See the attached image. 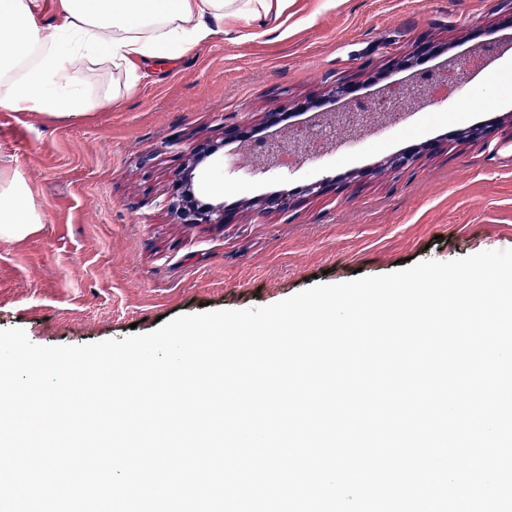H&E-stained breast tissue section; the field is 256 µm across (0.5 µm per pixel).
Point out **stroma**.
Masks as SVG:
<instances>
[{
	"label": "stroma",
	"instance_id": "35a3bbf8",
	"mask_svg": "<svg viewBox=\"0 0 512 512\" xmlns=\"http://www.w3.org/2000/svg\"><path fill=\"white\" fill-rule=\"evenodd\" d=\"M512 17V0H284L259 18L228 17L194 51L141 64L116 103L80 116L0 110V169L25 187L41 226L0 241V329L40 346L148 333L210 309L270 305L318 283H342L512 249V50L473 83L491 97H454L436 120L415 114L368 151L308 161L292 186L326 180L318 196L264 211L270 180L212 183L189 147L240 127L265 133L267 113L307 116L337 82L368 93L416 68L420 47L465 62L479 35ZM482 126L480 143L462 138ZM413 166L392 167L403 151ZM155 164L141 166L146 154ZM223 203L228 224H184L168 210L173 174Z\"/></svg>",
	"mask_w": 512,
	"mask_h": 512
}]
</instances>
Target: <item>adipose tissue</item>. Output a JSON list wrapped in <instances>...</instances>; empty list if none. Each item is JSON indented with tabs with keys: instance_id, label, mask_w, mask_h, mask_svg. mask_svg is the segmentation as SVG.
Listing matches in <instances>:
<instances>
[{
	"instance_id": "obj_1",
	"label": "adipose tissue",
	"mask_w": 512,
	"mask_h": 512,
	"mask_svg": "<svg viewBox=\"0 0 512 512\" xmlns=\"http://www.w3.org/2000/svg\"><path fill=\"white\" fill-rule=\"evenodd\" d=\"M282 0H58L60 22L38 27L36 0H0V109L80 115L104 107L135 84L139 63L186 53L213 23L269 13ZM112 70V88L87 92L93 66ZM40 216L27 194L0 171V241L33 234Z\"/></svg>"
}]
</instances>
